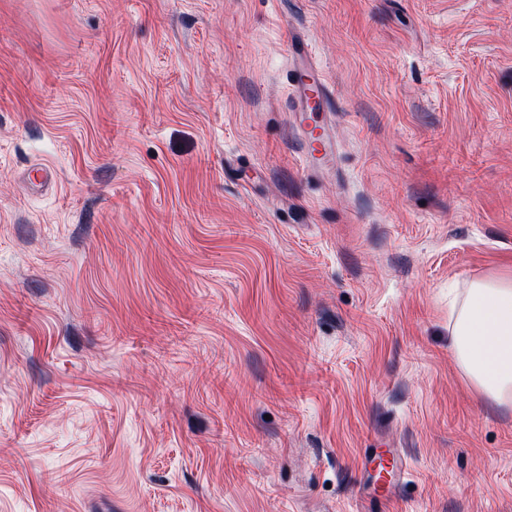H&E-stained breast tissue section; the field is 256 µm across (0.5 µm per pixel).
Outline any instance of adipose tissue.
Returning <instances> with one entry per match:
<instances>
[{
  "label": "adipose tissue",
  "instance_id": "1",
  "mask_svg": "<svg viewBox=\"0 0 512 512\" xmlns=\"http://www.w3.org/2000/svg\"><path fill=\"white\" fill-rule=\"evenodd\" d=\"M448 332L449 347L477 393L512 408V275L471 282Z\"/></svg>",
  "mask_w": 512,
  "mask_h": 512
}]
</instances>
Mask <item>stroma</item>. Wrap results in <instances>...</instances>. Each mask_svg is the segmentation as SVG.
I'll list each match as a JSON object with an SVG mask.
<instances>
[{"instance_id":"stroma-1","label":"stroma","mask_w":512,"mask_h":512,"mask_svg":"<svg viewBox=\"0 0 512 512\" xmlns=\"http://www.w3.org/2000/svg\"><path fill=\"white\" fill-rule=\"evenodd\" d=\"M511 272L512 0H0V512H512L448 343ZM287 83L295 101L293 112H335L333 92L323 68L315 61L308 41L294 32L288 45ZM327 115L322 113L320 125L304 129V153L306 167L310 171H315V165L319 164L326 155L333 152V142L328 139L327 127L325 126Z\"/></svg>"}]
</instances>
